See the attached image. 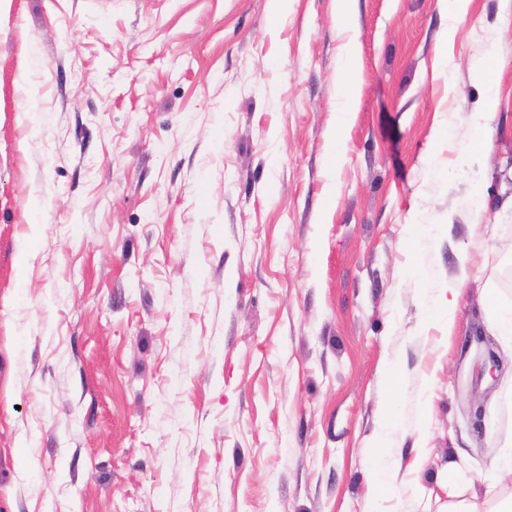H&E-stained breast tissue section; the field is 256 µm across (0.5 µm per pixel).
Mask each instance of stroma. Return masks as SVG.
I'll return each mask as SVG.
<instances>
[{
    "instance_id": "35a3bbf8",
    "label": "stroma",
    "mask_w": 512,
    "mask_h": 512,
    "mask_svg": "<svg viewBox=\"0 0 512 512\" xmlns=\"http://www.w3.org/2000/svg\"><path fill=\"white\" fill-rule=\"evenodd\" d=\"M336 16L0 0V512H446L454 460L459 501L512 495L482 307L512 303V0H469L449 40L441 0ZM462 277L454 331L425 326ZM479 336L504 371L477 421ZM494 115L491 99L486 104L485 112L472 113L471 120L462 135L466 151L461 156V163L471 161L475 149L485 150L490 148Z\"/></svg>"
}]
</instances>
